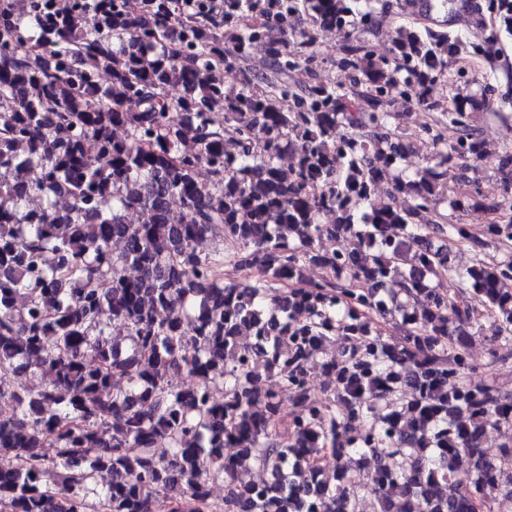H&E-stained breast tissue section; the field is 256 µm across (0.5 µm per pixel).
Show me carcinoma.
Wrapping results in <instances>:
<instances>
[{
	"label": "carcinoma",
	"instance_id": "cac0c4a2",
	"mask_svg": "<svg viewBox=\"0 0 512 512\" xmlns=\"http://www.w3.org/2000/svg\"><path fill=\"white\" fill-rule=\"evenodd\" d=\"M459 1L483 44L448 31ZM400 4L0 0V512H492L512 497V390L473 381L469 357L476 337L491 364L512 346V148L492 200L445 193L448 167L482 158L472 113L512 121L488 77L450 72L466 54L512 88V0H427L379 56L362 34ZM330 29L360 33L340 79L295 83ZM405 100L432 116L416 168ZM481 204L498 217L474 230L460 213ZM205 237L223 249L198 250ZM433 238L471 265L452 274ZM226 264L250 277L220 278ZM310 266L325 277L306 281ZM492 430L508 438L491 457Z\"/></svg>",
	"mask_w": 512,
	"mask_h": 512
}]
</instances>
